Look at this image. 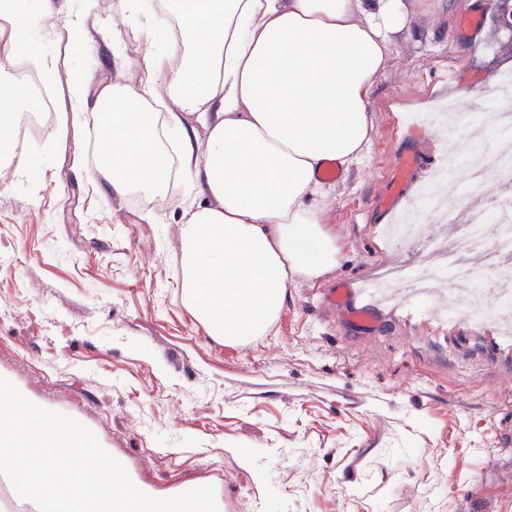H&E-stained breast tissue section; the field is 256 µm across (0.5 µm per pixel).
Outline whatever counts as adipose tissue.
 <instances>
[{
    "label": "adipose tissue",
    "instance_id": "obj_1",
    "mask_svg": "<svg viewBox=\"0 0 512 512\" xmlns=\"http://www.w3.org/2000/svg\"><path fill=\"white\" fill-rule=\"evenodd\" d=\"M125 2L150 38L140 87L77 81L70 110L111 128L112 160L100 175L112 193L153 201L165 198L172 173L185 179L187 306L225 343L265 335L290 285L338 263L332 187L320 171L330 161L349 169L368 151L371 90L410 29L407 2L162 0L148 10ZM35 25L19 0H0V142L34 105L5 66L22 52L46 66L29 39ZM162 99L175 105L162 122H131ZM171 129L173 153L162 143Z\"/></svg>",
    "mask_w": 512,
    "mask_h": 512
}]
</instances>
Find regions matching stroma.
Listing matches in <instances>:
<instances>
[{
  "mask_svg": "<svg viewBox=\"0 0 512 512\" xmlns=\"http://www.w3.org/2000/svg\"><path fill=\"white\" fill-rule=\"evenodd\" d=\"M409 33L371 94L372 143L334 182L328 221L341 256L297 281L266 335L210 336L181 288L182 211L107 193L88 118L60 108L75 75L138 84L146 38L124 0H77L109 54L74 48L63 17L40 13L34 41L52 124L0 181V377L90 428L137 486H212L220 512H512V333L466 307L408 295L353 324L328 289L416 264L390 237L379 202L404 156L420 163L402 209L457 135L425 122L461 91L490 96L512 68L497 0H474L482 30L463 37L462 0H411Z\"/></svg>",
  "mask_w": 512,
  "mask_h": 512,
  "instance_id": "stroma-1",
  "label": "stroma"
}]
</instances>
